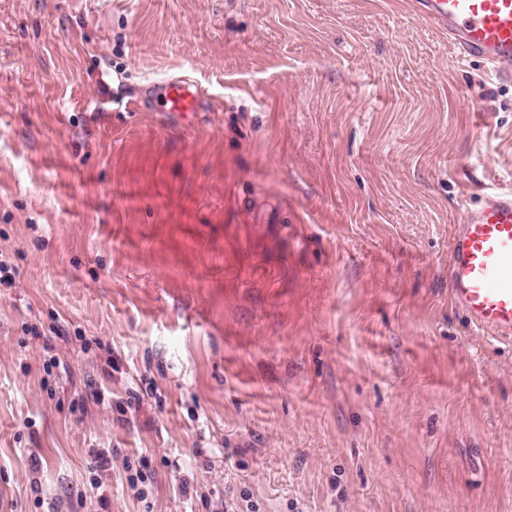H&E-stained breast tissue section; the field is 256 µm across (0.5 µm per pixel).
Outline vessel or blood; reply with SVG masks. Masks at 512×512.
Wrapping results in <instances>:
<instances>
[{"label":"vessel or blood","mask_w":512,"mask_h":512,"mask_svg":"<svg viewBox=\"0 0 512 512\" xmlns=\"http://www.w3.org/2000/svg\"><path fill=\"white\" fill-rule=\"evenodd\" d=\"M414 12L446 34L463 57L512 82V0H412ZM167 111L202 105L185 78L157 85ZM452 304L476 326L512 341V189L478 194L449 246Z\"/></svg>","instance_id":"b4317fda"}]
</instances>
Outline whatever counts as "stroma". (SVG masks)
<instances>
[{
	"label": "stroma",
	"mask_w": 512,
	"mask_h": 512,
	"mask_svg": "<svg viewBox=\"0 0 512 512\" xmlns=\"http://www.w3.org/2000/svg\"><path fill=\"white\" fill-rule=\"evenodd\" d=\"M476 186L512 83L407 0H0V512H512ZM190 87V81L185 78H172L158 83L157 90L163 97L165 112H197L202 101Z\"/></svg>",
	"instance_id": "obj_1"
}]
</instances>
